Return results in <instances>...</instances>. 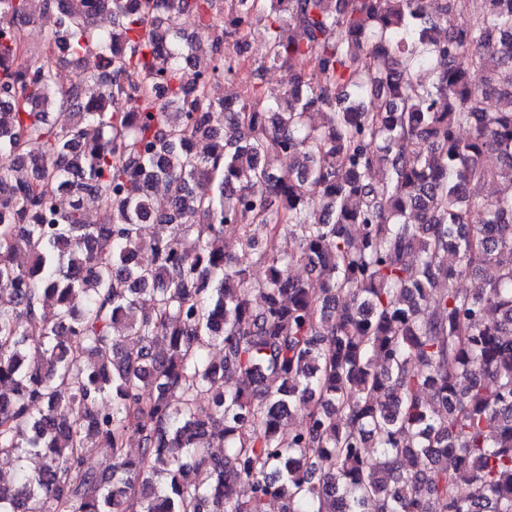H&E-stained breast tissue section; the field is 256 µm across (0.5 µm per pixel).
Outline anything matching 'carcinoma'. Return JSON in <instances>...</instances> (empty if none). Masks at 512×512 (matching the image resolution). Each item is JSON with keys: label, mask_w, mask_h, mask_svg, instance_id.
Returning a JSON list of instances; mask_svg holds the SVG:
<instances>
[{"label": "carcinoma", "mask_w": 512, "mask_h": 512, "mask_svg": "<svg viewBox=\"0 0 512 512\" xmlns=\"http://www.w3.org/2000/svg\"><path fill=\"white\" fill-rule=\"evenodd\" d=\"M54 12L45 48L23 50ZM236 12L0 0V456L39 459L0 486V512H512V196L485 195L512 185V6ZM185 13L227 44L260 25L257 68L308 70L228 111L205 88L235 58L200 53ZM63 58L90 95L59 85ZM428 66L431 84L413 73ZM93 444L112 450L100 470ZM224 251L230 257L237 258L240 262L249 267L251 278L254 282L264 278L265 265L260 263L256 254L245 252L238 239H224Z\"/></svg>", "instance_id": "1"}]
</instances>
